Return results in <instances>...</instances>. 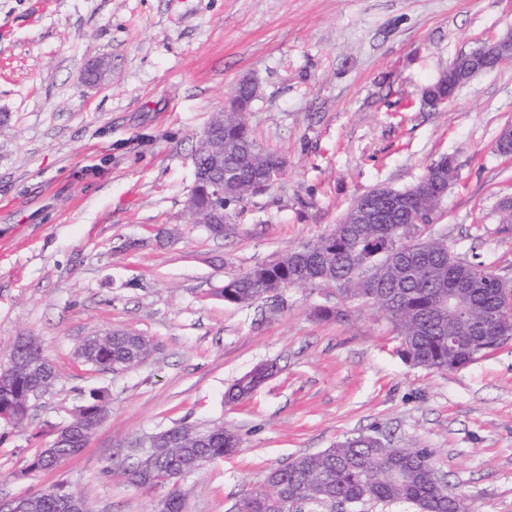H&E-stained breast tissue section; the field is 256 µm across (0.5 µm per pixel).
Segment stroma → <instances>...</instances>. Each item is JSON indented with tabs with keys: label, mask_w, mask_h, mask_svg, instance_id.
I'll use <instances>...</instances> for the list:
<instances>
[{
	"label": "stroma",
	"mask_w": 512,
	"mask_h": 512,
	"mask_svg": "<svg viewBox=\"0 0 512 512\" xmlns=\"http://www.w3.org/2000/svg\"><path fill=\"white\" fill-rule=\"evenodd\" d=\"M511 29L512 0H0V363L32 336L57 373L22 426L0 423V499L60 484L87 512H156L165 488L125 470L140 442L185 423L241 438L181 480L187 512H234L269 469L359 434L426 448L476 512H512V339L462 369L426 370L396 355L370 307L317 318L334 289L243 305L218 295L442 156L456 177L427 233L512 282V156L496 150L512 60L421 107L458 53ZM100 57L112 73L86 85ZM246 78L253 134L287 165L215 236L186 211L192 158ZM113 329L150 337V359L85 365L79 344ZM262 363L273 377L227 403ZM92 389L106 417L86 448L32 469Z\"/></svg>",
	"instance_id": "35a3bbf8"
}]
</instances>
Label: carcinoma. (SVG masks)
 <instances>
[{"instance_id":"1","label":"carcinoma","mask_w":512,"mask_h":512,"mask_svg":"<svg viewBox=\"0 0 512 512\" xmlns=\"http://www.w3.org/2000/svg\"><path fill=\"white\" fill-rule=\"evenodd\" d=\"M252 102L248 85L237 84L229 105ZM443 159L431 162L421 179L400 190L397 208L388 224H364L360 213L371 206L374 193L357 197L334 230L316 243L292 250L277 262L256 267L224 282V301L250 304L265 297L270 280L300 288H333L339 303L336 314L321 311L325 320H342L347 304H370L383 311L399 339L397 353L413 365L448 370L473 363L502 344L500 333L512 325V286L477 263H464L448 252V241L423 235L424 219L433 214L435 193L448 187ZM285 159L264 150L250 131L247 119L224 116V169L236 177L238 192L231 202L250 195V185L264 168L277 179ZM412 248L407 253L405 249ZM407 257L394 260V253ZM153 351L151 340L116 331L103 337L88 355L98 371L131 367L140 355ZM11 359L21 373L0 386V421L14 426L28 418L30 389L55 369L42 346L32 337L14 346ZM262 375L241 376L233 385L232 402L247 400L263 383ZM163 443L151 467L127 470L130 482L141 488L168 487L169 512H184L179 485L182 465L195 469L234 452L239 443L224 436V429L195 431L190 426L159 433ZM86 432L66 434L48 456L39 454L31 466L54 469L86 447ZM71 497L52 488L24 499V512H64ZM333 507L372 502H403L415 512H475L468 499L436 482L431 454L425 448H402L377 436L360 434L327 448L304 454L290 464L268 471L260 487L238 502L237 512H292L294 503Z\"/></svg>"}]
</instances>
